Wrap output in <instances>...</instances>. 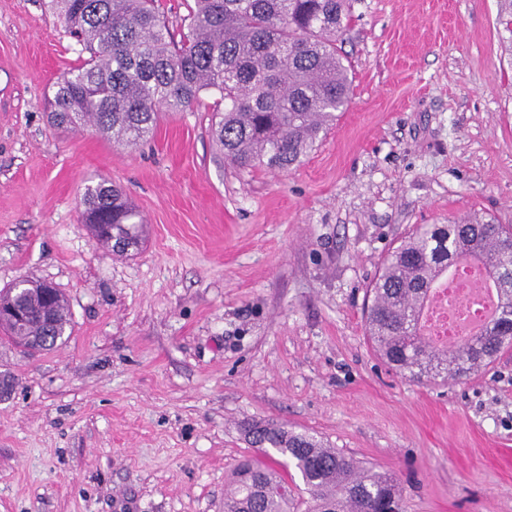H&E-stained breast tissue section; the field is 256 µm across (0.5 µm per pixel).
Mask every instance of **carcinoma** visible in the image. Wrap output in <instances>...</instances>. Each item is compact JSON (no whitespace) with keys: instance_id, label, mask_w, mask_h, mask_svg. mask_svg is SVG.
I'll return each instance as SVG.
<instances>
[{"instance_id":"cac0c4a2","label":"carcinoma","mask_w":512,"mask_h":512,"mask_svg":"<svg viewBox=\"0 0 512 512\" xmlns=\"http://www.w3.org/2000/svg\"><path fill=\"white\" fill-rule=\"evenodd\" d=\"M49 12L82 43L89 57L56 83L47 105L51 123L93 127L133 147L165 112L183 111L202 93L224 101L211 136L242 172L300 165L350 102L349 67L336 48L349 0H195L188 32L175 38L155 0H47ZM82 220L110 224L121 254L143 243V219L117 187L86 188ZM479 263L495 282L512 286V225L476 216L429 224L405 237L384 259L365 314L366 335L379 356L416 380L467 379L512 349V296L498 306L496 327H481L454 348L424 330L432 300L426 275L448 264ZM0 300L25 310L16 327L0 323L15 345L45 337V348L70 326L67 302L55 287L29 283ZM245 435L261 455L239 463L224 493V512H403L393 476L366 467L316 437L277 423H252ZM283 457L274 471L267 449ZM301 482H296V478Z\"/></svg>"}]
</instances>
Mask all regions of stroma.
<instances>
[{"label":"stroma","mask_w":512,"mask_h":512,"mask_svg":"<svg viewBox=\"0 0 512 512\" xmlns=\"http://www.w3.org/2000/svg\"><path fill=\"white\" fill-rule=\"evenodd\" d=\"M497 15V0H351L348 109L298 168L242 173L211 139L212 93L134 148L55 128L45 104L86 53L44 0H0V289L52 283L71 318L33 355L0 340V512H224L253 421L391 472L406 512H512V351L418 383L364 320L417 226L512 224ZM104 180L145 221L138 251L82 221Z\"/></svg>","instance_id":"1"}]
</instances>
